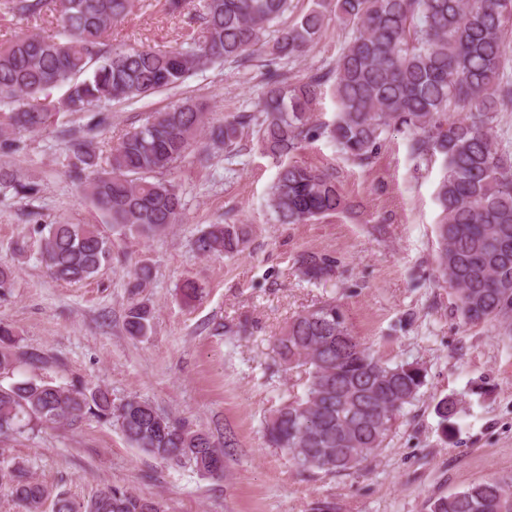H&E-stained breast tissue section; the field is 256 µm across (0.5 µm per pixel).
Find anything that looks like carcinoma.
Wrapping results in <instances>:
<instances>
[{
  "label": "carcinoma",
  "mask_w": 512,
  "mask_h": 512,
  "mask_svg": "<svg viewBox=\"0 0 512 512\" xmlns=\"http://www.w3.org/2000/svg\"><path fill=\"white\" fill-rule=\"evenodd\" d=\"M6 13L39 21L53 33H23L0 44V151L19 148L23 136L52 133L65 115L113 102L134 104L180 87L187 77L217 63L268 61L259 102L263 113L253 134L278 171L267 204L280 224H307L349 204L327 170L293 159L308 141L327 137L364 163L391 128L414 137V149L440 157L435 189L438 265L455 288L463 320L496 321L512 332V150L494 130V114L512 107V0H313L291 25L271 24L288 0H203L197 26L184 46L131 48L113 42V28L134 0H3ZM171 17L190 15L194 0H163ZM352 31L335 66L290 83L278 64L304 57L330 21ZM333 81L338 112L332 125L316 123L324 87ZM54 88L65 93L55 98ZM108 115L98 112L77 133L68 130L69 176L103 215L112 232L149 239L183 222L179 186L167 178L201 149L202 139L228 160L239 156L246 116L218 124L207 103L182 98L124 134L107 156L97 137ZM28 197L36 185L0 163V187ZM42 261L65 283L95 277L112 260V239L97 224L45 225ZM247 224H212L195 240L203 256L234 257L249 243ZM304 276L322 280L332 261L319 252L295 260ZM131 295L151 279V268L133 272ZM154 312L132 300L124 329L149 334ZM14 328L0 320V377L14 376L18 354ZM274 363L305 375L302 392L290 393L265 420L268 443L302 470H357L382 452L399 415L419 396L425 371L412 363L389 365L353 335L331 298L292 319L274 341ZM443 429L453 427L457 402L435 405ZM96 419L118 426L126 441L165 462L192 463L203 476L224 470L233 437L216 445L208 433L160 414L147 400L129 396L116 404L109 390L80 381L61 384L30 374L0 384V438L43 427L77 428ZM7 494L26 512H161L151 500L106 489L86 502L37 480L0 449ZM431 512H512V476H492L431 503Z\"/></svg>",
  "instance_id": "obj_1"
}]
</instances>
